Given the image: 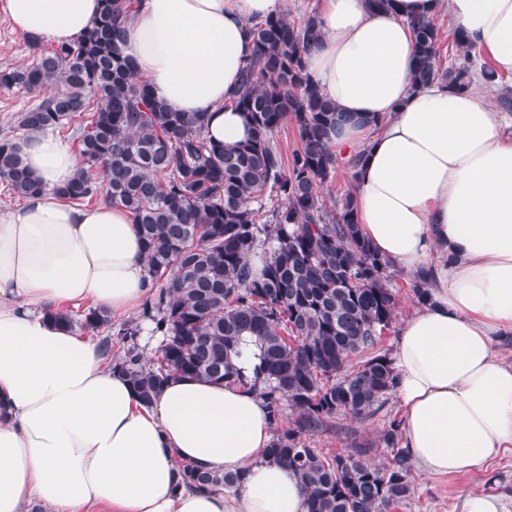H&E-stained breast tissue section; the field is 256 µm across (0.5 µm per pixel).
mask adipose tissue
<instances>
[{"instance_id": "obj_1", "label": "adipose tissue", "mask_w": 512, "mask_h": 512, "mask_svg": "<svg viewBox=\"0 0 512 512\" xmlns=\"http://www.w3.org/2000/svg\"><path fill=\"white\" fill-rule=\"evenodd\" d=\"M101 0H0L31 41L70 42ZM288 0H131L120 50L174 112L205 115L234 146L249 128L230 104L249 56V22ZM451 10L474 51L512 74V0H319L306 51L314 84L351 119L331 139L358 156L355 219L375 251L424 278L427 296L392 356L403 446L428 477L484 472L512 447V138L478 93L414 86L412 19ZM41 194L0 210V512H307L306 493L271 461L268 409L236 385L178 377L150 406L62 313L131 316L153 283L124 207L79 205L60 190L81 158L50 132L16 138ZM191 463L242 472L233 491L181 482Z\"/></svg>"}]
</instances>
